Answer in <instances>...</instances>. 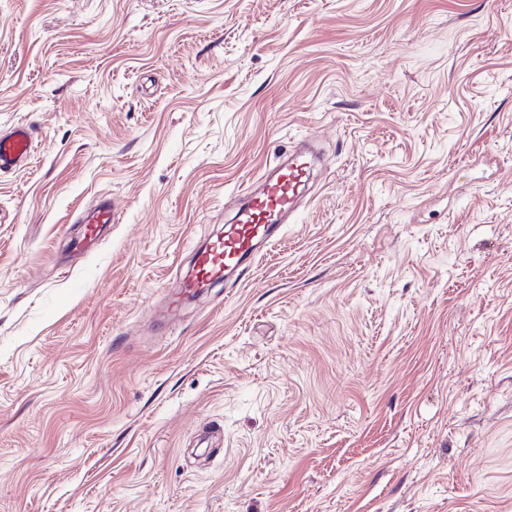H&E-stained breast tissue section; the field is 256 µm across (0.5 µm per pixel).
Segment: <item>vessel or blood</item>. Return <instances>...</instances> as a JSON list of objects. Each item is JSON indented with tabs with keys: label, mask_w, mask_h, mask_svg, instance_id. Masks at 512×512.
<instances>
[{
	"label": "vessel or blood",
	"mask_w": 512,
	"mask_h": 512,
	"mask_svg": "<svg viewBox=\"0 0 512 512\" xmlns=\"http://www.w3.org/2000/svg\"><path fill=\"white\" fill-rule=\"evenodd\" d=\"M31 147L25 126L0 133V172L22 167ZM310 173L311 163L306 151L294 145L288 149L286 159L263 175L259 186L246 187L234 221L225 225L221 235L195 254L185 293L208 291L222 284L229 275L252 266L260 247L267 245L282 225L292 219L298 198L309 188ZM114 216L113 202L97 206L84 221V234L77 241V248L86 249L96 241L99 228L112 223Z\"/></svg>",
	"instance_id": "b4317fda"
}]
</instances>
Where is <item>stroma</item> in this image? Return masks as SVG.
I'll return each instance as SVG.
<instances>
[{
  "label": "stroma",
  "mask_w": 512,
  "mask_h": 512,
  "mask_svg": "<svg viewBox=\"0 0 512 512\" xmlns=\"http://www.w3.org/2000/svg\"><path fill=\"white\" fill-rule=\"evenodd\" d=\"M21 123L0 512H512V0H0ZM296 138L312 196L168 318ZM115 216L114 202L106 201L97 206L91 215L87 216L83 237L76 242V247L86 249L88 245L97 239L99 227L103 224H112Z\"/></svg>",
  "instance_id": "obj_1"
}]
</instances>
